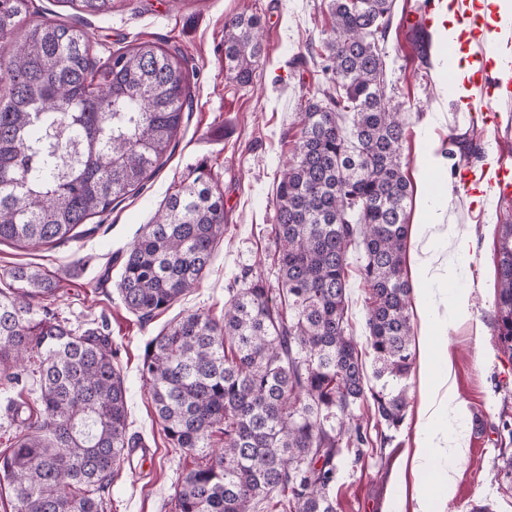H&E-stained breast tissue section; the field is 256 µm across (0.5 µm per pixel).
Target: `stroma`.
<instances>
[{
	"instance_id": "1",
	"label": "stroma",
	"mask_w": 512,
	"mask_h": 512,
	"mask_svg": "<svg viewBox=\"0 0 512 512\" xmlns=\"http://www.w3.org/2000/svg\"><path fill=\"white\" fill-rule=\"evenodd\" d=\"M416 0H396L381 47L386 62V100L407 117L404 172L421 201L429 185L420 175L426 150L440 152L449 137L481 129L484 162L512 165V105L500 101L496 124L462 107L434 67L421 64L411 42L396 25ZM329 0H115L108 17L77 13L65 0H29L31 11L50 20L83 27L91 54L105 59L118 47L144 41L180 49L196 69L194 106L185 113L169 161L138 195L116 200L91 231L36 249L0 243V273L28 264L55 279L54 301L60 317L74 328H104L117 348L125 377L129 433L152 448L140 466L124 465L102 498L104 512H169L179 477L193 468L191 455L173 450L154 418L151 397L139 378L146 341L173 319L191 312L221 317L228 289L244 272L272 276L275 243L268 233L274 222L275 194L282 165L300 135L297 114L325 81L320 52L331 25ZM244 12L260 16L265 56L250 84L238 85L224 69V20ZM210 171L224 193V236L199 288L186 293L151 321L122 305L116 290L121 253L149 223L166 196L196 168ZM447 221L459 225L467 241L459 287L469 291L465 315L452 320L447 336H427L437 351L447 344L454 369L455 402L464 425L481 416L484 426L467 438L457 465L455 490L442 487L439 460L415 468L417 423L424 385L418 370L407 384L408 407L399 429L376 425L374 449L364 464H343L333 491L336 512H381L398 504L401 512H512V482L498 476L495 463L512 445L500 443V421H512V359L500 348L495 328L496 248L505 204L493 194L475 202L460 170L448 172ZM359 254L348 260V316L357 342L366 336L365 286Z\"/></svg>"
}]
</instances>
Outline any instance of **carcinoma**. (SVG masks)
<instances>
[{
	"label": "carcinoma",
	"instance_id": "1",
	"mask_svg": "<svg viewBox=\"0 0 512 512\" xmlns=\"http://www.w3.org/2000/svg\"><path fill=\"white\" fill-rule=\"evenodd\" d=\"M29 0H0V241L44 246L139 193L171 156L192 109L185 58L152 42L91 56L74 25L29 20ZM98 17L113 0H63ZM395 0H330L327 86L299 112L300 137L276 188V284L245 275L222 318L191 313L145 343L139 366L170 447L196 459L171 512H336L339 465L365 462L370 418L398 428L415 359L405 270L411 203L406 122L384 102L385 40ZM260 19L224 20V68L240 85L263 55ZM418 56L448 46L414 32ZM442 152L480 161V143ZM495 300L500 350L512 357V221L498 225ZM224 236V194L201 172L165 200L122 253L124 307L150 319L199 286ZM361 251L367 289V375L347 316L348 255ZM0 288V372L39 386L41 409L19 419L0 455L13 512H102L100 491L121 469L125 380L112 338L78 331L51 304L57 282L19 266Z\"/></svg>",
	"mask_w": 512,
	"mask_h": 512
}]
</instances>
